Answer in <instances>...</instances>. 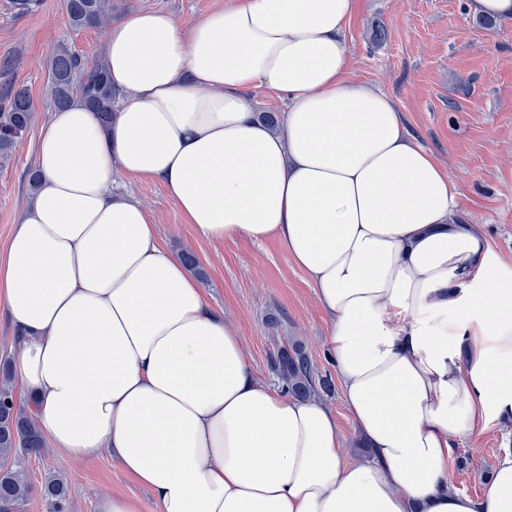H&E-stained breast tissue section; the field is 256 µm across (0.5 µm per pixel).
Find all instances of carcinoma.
I'll return each instance as SVG.
<instances>
[{"mask_svg": "<svg viewBox=\"0 0 512 512\" xmlns=\"http://www.w3.org/2000/svg\"><path fill=\"white\" fill-rule=\"evenodd\" d=\"M70 24L75 29L102 28L112 20V0H66ZM50 100L54 108L65 109L79 99L109 121L114 112L116 92L112 88L106 62L83 61L67 44L61 43L47 63ZM35 107L29 92L20 88L0 113V155L11 151L16 139L31 126ZM272 373L291 397L307 399L319 392L331 391V381L316 377L314 366L299 342L278 349L271 361ZM44 438L33 417L17 405L12 390L0 386V457L17 451L37 456ZM30 493L24 474L12 467L0 466V512H19ZM68 488L56 475L47 479L44 495L54 512H61Z\"/></svg>", "mask_w": 512, "mask_h": 512, "instance_id": "obj_1", "label": "carcinoma"}]
</instances>
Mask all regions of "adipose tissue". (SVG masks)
I'll return each instance as SVG.
<instances>
[{"label":"adipose tissue","instance_id":"obj_1","mask_svg":"<svg viewBox=\"0 0 512 512\" xmlns=\"http://www.w3.org/2000/svg\"><path fill=\"white\" fill-rule=\"evenodd\" d=\"M358 2L230 0L187 29L132 11L105 48L113 120L76 103L41 131V187L0 251L14 377L54 447L109 451L158 512H512V448L482 497L448 483L455 438L512 421V265L394 99L348 78ZM260 88L286 103L274 123ZM122 177L307 274L368 457L251 373Z\"/></svg>","mask_w":512,"mask_h":512}]
</instances>
